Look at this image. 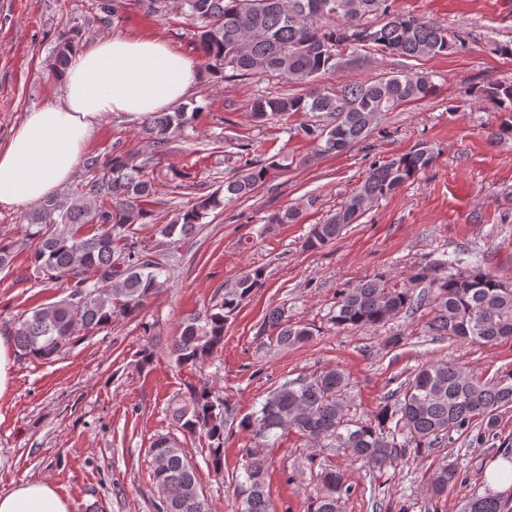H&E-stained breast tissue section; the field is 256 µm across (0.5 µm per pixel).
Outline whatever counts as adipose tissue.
Listing matches in <instances>:
<instances>
[{
	"label": "adipose tissue",
	"instance_id": "adipose-tissue-1",
	"mask_svg": "<svg viewBox=\"0 0 512 512\" xmlns=\"http://www.w3.org/2000/svg\"><path fill=\"white\" fill-rule=\"evenodd\" d=\"M190 60L154 39L113 36L73 54L60 103L28 112L0 148V207L56 196L69 182L96 124L119 112L140 118L184 101L197 82ZM0 512H69L47 481L0 494Z\"/></svg>",
	"mask_w": 512,
	"mask_h": 512
}]
</instances>
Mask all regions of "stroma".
Returning <instances> with one entry per match:
<instances>
[{
  "label": "stroma",
  "mask_w": 512,
  "mask_h": 512,
  "mask_svg": "<svg viewBox=\"0 0 512 512\" xmlns=\"http://www.w3.org/2000/svg\"><path fill=\"white\" fill-rule=\"evenodd\" d=\"M119 22L99 20L93 0H0V147L27 112L62 96L50 69L56 41L73 18L87 20L84 43L115 34L159 39L189 58L195 27L168 0L162 13L147 0H123ZM401 14L432 20L464 46L417 61L435 89L426 99L386 113L362 141L330 156H317L303 135L310 116L256 122L250 107L261 96L307 93L267 76L209 78L195 86L186 104L200 112L185 138L155 152L145 119L112 113L95 127L86 154L154 159L156 195L163 204L155 224L133 225L139 246L169 256L168 283L141 318L114 317L110 326L82 332L78 342L49 360L16 359L9 391L0 396V494L23 482H51L69 512H157L158 495L147 451L161 435L178 436L193 463L207 512H241L237 479L246 454L266 456L268 494L274 512H311L322 468L343 471L351 489L342 512H459L463 500L488 492L487 469L512 450V408L495 427L473 424L469 433L440 447L410 453L393 468L353 459L336 442L307 441L288 431L257 438L231 428L224 440V473L205 463L200 435L178 434L166 410L188 381L213 384L237 417L258 411L280 384L329 369L349 379L350 414L370 418L424 361L443 360L487 379L512 368V340L493 346L431 335L422 313H406L375 329L339 330L330 317L342 289L383 274L389 285L421 293L413 276L443 255L465 254L512 283V138L492 139L495 108L474 97L480 86L512 83V57L493 54L492 43L512 41V0H392ZM362 61L318 76L316 85L336 86L404 71L407 59L364 50ZM430 147L436 159L411 181L371 204L355 224L321 249H305L312 225L322 222L360 185L374 164ZM281 153L286 167L246 199L210 212L189 238L170 242L156 234L174 213L216 190L243 162ZM193 163L190 188H176L173 170ZM303 203L295 224H269V214ZM24 208H0V239L15 245L0 268V335L19 319L69 293L67 281L46 278L33 261ZM254 267L265 285L240 306L224 327V344L202 366H178L168 345L184 318L210 306L219 287ZM289 321L313 325L306 343L277 347L260 330L272 308ZM157 335L148 339L144 324ZM403 338L388 345L390 336ZM157 346L153 364L137 366L148 342ZM455 464L459 479L442 498L431 494L433 476Z\"/></svg>",
  "instance_id": "stroma-1"
}]
</instances>
